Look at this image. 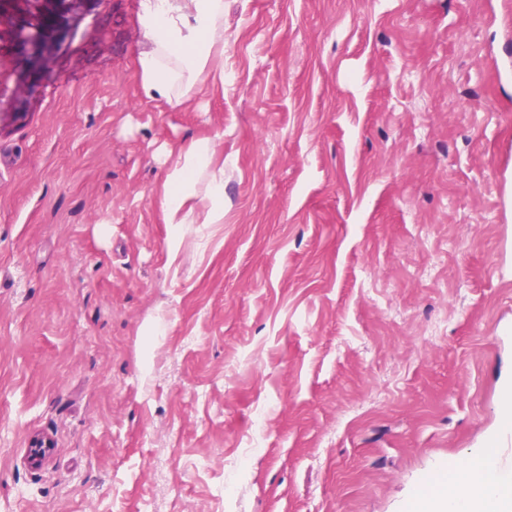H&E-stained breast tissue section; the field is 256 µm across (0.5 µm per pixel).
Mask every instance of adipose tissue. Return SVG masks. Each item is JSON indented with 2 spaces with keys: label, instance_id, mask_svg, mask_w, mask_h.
<instances>
[{
  "label": "adipose tissue",
  "instance_id": "1",
  "mask_svg": "<svg viewBox=\"0 0 512 512\" xmlns=\"http://www.w3.org/2000/svg\"><path fill=\"white\" fill-rule=\"evenodd\" d=\"M143 46L136 59L141 98L180 107L206 88L224 81V0H141ZM171 228L170 246L178 248L188 225L224 221V140L198 137L171 154L156 193ZM504 483L495 454L480 464L466 462L448 484L426 480L425 497L437 512H498Z\"/></svg>",
  "mask_w": 512,
  "mask_h": 512
}]
</instances>
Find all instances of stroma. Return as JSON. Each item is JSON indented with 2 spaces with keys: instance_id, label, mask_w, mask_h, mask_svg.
<instances>
[{
  "instance_id": "1",
  "label": "stroma",
  "mask_w": 512,
  "mask_h": 512,
  "mask_svg": "<svg viewBox=\"0 0 512 512\" xmlns=\"http://www.w3.org/2000/svg\"><path fill=\"white\" fill-rule=\"evenodd\" d=\"M139 4L0 21V512H410L512 409V0H224L181 108ZM215 135L170 255L165 152ZM161 188L155 193L164 224H169L174 256L186 224L224 221V138H191L173 154Z\"/></svg>"
}]
</instances>
